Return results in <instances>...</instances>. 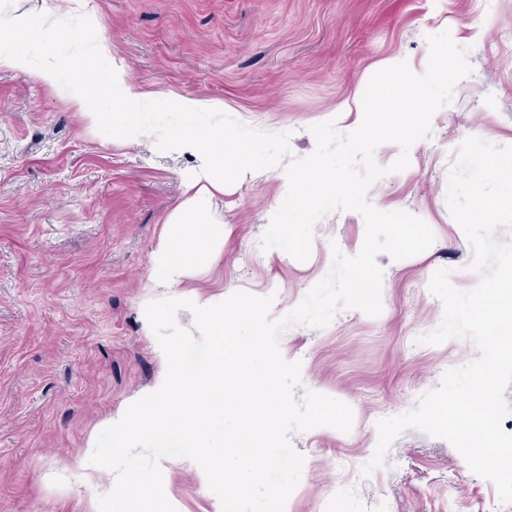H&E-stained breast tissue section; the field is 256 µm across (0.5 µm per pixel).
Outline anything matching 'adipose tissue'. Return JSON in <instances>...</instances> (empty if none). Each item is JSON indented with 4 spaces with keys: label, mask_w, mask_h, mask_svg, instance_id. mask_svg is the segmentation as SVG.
I'll use <instances>...</instances> for the list:
<instances>
[{
    "label": "adipose tissue",
    "mask_w": 512,
    "mask_h": 512,
    "mask_svg": "<svg viewBox=\"0 0 512 512\" xmlns=\"http://www.w3.org/2000/svg\"><path fill=\"white\" fill-rule=\"evenodd\" d=\"M73 38L66 29L34 25L28 17L0 5V69L31 71L40 81L61 86L87 126L107 130L112 138L133 144L151 136L164 148L191 153L201 161L166 217L151 254L150 280L152 287L166 291L160 304L171 318L172 335H182L178 318L181 312H189L198 335L192 347L207 357L192 366L179 359V344L161 345L163 368L155 386L138 396L135 414L106 418L102 426L107 442L93 437L88 446L93 451L104 444L121 448L137 440L156 448L165 460L173 448L183 458L191 457L195 449L209 448L235 457L243 478L255 479L256 463L272 459L274 451L258 441L250 427L225 436L224 416L248 412L257 400L273 397L274 382L268 376L252 378L248 395L226 399L230 386L226 376L233 366L224 360V297H204L187 287L188 281L208 273L224 247V221L215 209L216 196L224 191V170L232 167L244 172L254 167V148L243 137H228L220 127L154 124L152 113L166 106V99L152 92H131L123 73L103 74L99 60L110 52L105 39L90 45L70 67L67 78H60L58 66L50 61L32 68L27 46L40 43L49 50ZM109 489L133 502H149L150 512H173L154 474L123 477L110 483Z\"/></svg>",
    "instance_id": "adipose-tissue-1"
}]
</instances>
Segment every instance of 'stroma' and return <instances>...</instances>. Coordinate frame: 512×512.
I'll return each mask as SVG.
<instances>
[{
  "mask_svg": "<svg viewBox=\"0 0 512 512\" xmlns=\"http://www.w3.org/2000/svg\"><path fill=\"white\" fill-rule=\"evenodd\" d=\"M62 15L111 46L102 71L122 70L144 91L223 102L240 123L290 132L294 156L316 146L312 126L357 128L371 76L407 62L424 72L428 36L449 31L473 67L432 118V135L391 171L400 148L375 160L387 175L368 189L381 211L404 210L435 234L421 254L382 253V311H340L325 328L296 325L279 338L283 358L301 364L305 389L349 405V432L317 427L294 434L305 458L285 512H512L494 484L475 475L447 441L404 431L386 465L361 469L378 444L380 419L408 412L444 373L479 356L471 340L440 345L421 336L442 321L428 284L449 269L473 288V249L446 203L448 175L465 139L512 146V0H74ZM195 156L143 138L127 145L87 127L59 91L31 74L0 69V512H127L119 497L92 504L73 468L93 483L113 467L154 471L175 512H217L221 503L193 460H162L140 444L119 458L84 459L112 414L134 413L136 397L161 371L158 345L169 317L143 308L151 254ZM282 168L224 175L217 213L224 250L200 294L273 296L270 316L293 311L326 278L332 251L356 255L365 222L355 211L313 226L299 261L261 238L288 192Z\"/></svg>",
  "mask_w": 512,
  "mask_h": 512,
  "instance_id": "35a3bbf8",
  "label": "stroma"
}]
</instances>
